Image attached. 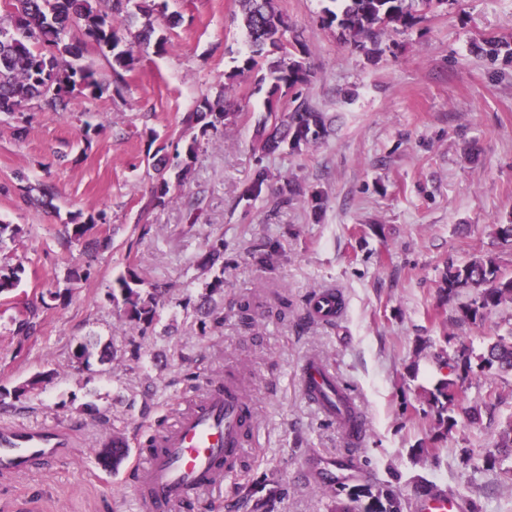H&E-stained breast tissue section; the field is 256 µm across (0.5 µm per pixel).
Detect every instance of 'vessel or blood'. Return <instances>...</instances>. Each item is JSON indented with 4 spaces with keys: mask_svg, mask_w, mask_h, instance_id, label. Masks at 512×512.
I'll list each match as a JSON object with an SVG mask.
<instances>
[{
    "mask_svg": "<svg viewBox=\"0 0 512 512\" xmlns=\"http://www.w3.org/2000/svg\"><path fill=\"white\" fill-rule=\"evenodd\" d=\"M341 304L338 293L320 290L308 312L319 322L332 323ZM301 382L308 399L337 422L348 445L363 447L367 424L336 375L311 358L301 369ZM256 429L255 412L237 375L225 374L222 383L182 414L174 429L133 460V492L141 512H190L205 492L236 472ZM73 444L74 434L67 428L1 423L0 475L40 470Z\"/></svg>",
    "mask_w": 512,
    "mask_h": 512,
    "instance_id": "obj_1",
    "label": "vessel or blood"
}]
</instances>
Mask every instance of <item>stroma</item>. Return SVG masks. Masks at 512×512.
I'll return each mask as SVG.
<instances>
[{"instance_id":"1","label":"stroma","mask_w":512,"mask_h":512,"mask_svg":"<svg viewBox=\"0 0 512 512\" xmlns=\"http://www.w3.org/2000/svg\"><path fill=\"white\" fill-rule=\"evenodd\" d=\"M329 0H274L303 30L316 75L305 95L333 131L306 151L259 158L257 121L267 85L234 78L247 52L233 0H168L182 20L168 27V47L135 48L137 63L118 89L73 98L67 114L38 111L17 137L15 118L0 114V222L21 226L0 242V261L22 264V280L0 295V388L37 372L52 383L24 409L0 411V422L73 430L75 446L44 469L0 477V512H139L125 471L104 470L96 453L116 433L131 447L173 426L225 373L246 386L258 428L239 472L205 492L194 512H331L332 500L308 481L306 466L350 459L342 483L388 479L424 512L416 481L476 502L480 512H512V459L473 471L465 448L495 443L498 419L460 421L438 440L436 456L414 460L430 436V418L416 411L418 386L440 371L434 353L445 335L482 350L512 329V307L478 324L458 319L459 299L443 301L438 285L447 258L497 253L512 272V248L498 244L494 222L512 217V65L492 75L474 50L482 38L512 43V0H448L412 29L389 34L371 57L353 51L336 28L322 24ZM227 95L238 108L224 135L203 142L186 186L200 210L183 199L150 204L149 142L175 144L182 118L205 99ZM478 148L468 158L464 148ZM270 180L262 198L242 187L257 164ZM52 178V206L26 207L20 179ZM304 193L280 205L284 180ZM327 197L314 218L308 194ZM105 211L107 244L96 247L88 280L68 283L69 267L87 262L83 247L63 250L70 214ZM224 241V319L200 328L193 312L206 276L193 264L206 241ZM280 248L269 266L254 262L265 244ZM135 266L146 282L173 293L157 324L132 329L109 302L112 282ZM341 291L345 310L333 324L307 319L315 291ZM38 308L34 333H15L22 304ZM249 321H242V313ZM117 357L77 369L72 354L88 339ZM320 358L351 393L368 423L366 444L353 452L341 431L305 398L300 374Z\"/></svg>"}]
</instances>
